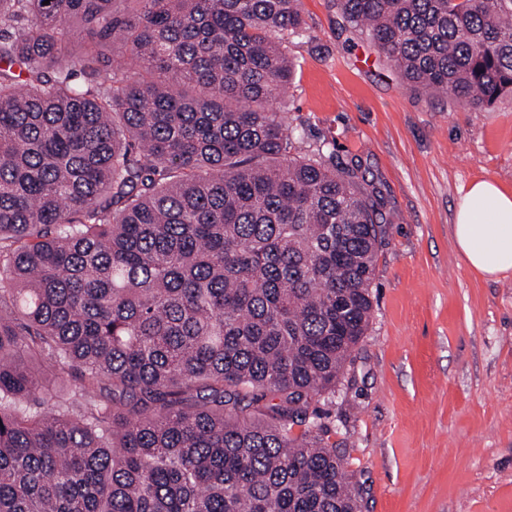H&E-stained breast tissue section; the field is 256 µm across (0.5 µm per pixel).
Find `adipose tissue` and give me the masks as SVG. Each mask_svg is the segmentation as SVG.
Returning a JSON list of instances; mask_svg holds the SVG:
<instances>
[{
    "mask_svg": "<svg viewBox=\"0 0 512 512\" xmlns=\"http://www.w3.org/2000/svg\"><path fill=\"white\" fill-rule=\"evenodd\" d=\"M456 248L487 279L512 273V191L494 182L471 183L455 211Z\"/></svg>",
    "mask_w": 512,
    "mask_h": 512,
    "instance_id": "adipose-tissue-1",
    "label": "adipose tissue"
}]
</instances>
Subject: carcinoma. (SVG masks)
I'll return each mask as SVG.
<instances>
[{
    "mask_svg": "<svg viewBox=\"0 0 512 512\" xmlns=\"http://www.w3.org/2000/svg\"><path fill=\"white\" fill-rule=\"evenodd\" d=\"M332 2L415 86L512 98V0ZM302 24L0 0V512H360L317 403L391 220L359 162L291 154Z\"/></svg>",
    "mask_w": 512,
    "mask_h": 512,
    "instance_id": "1",
    "label": "carcinoma"
}]
</instances>
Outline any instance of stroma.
<instances>
[{
	"instance_id": "obj_1",
	"label": "stroma",
	"mask_w": 512,
	"mask_h": 512,
	"mask_svg": "<svg viewBox=\"0 0 512 512\" xmlns=\"http://www.w3.org/2000/svg\"><path fill=\"white\" fill-rule=\"evenodd\" d=\"M300 8L284 98L295 149L360 162L394 215L366 334L318 404L323 430L362 512H512V275L471 271L452 235L471 182L512 189V100L475 109L432 97L329 0Z\"/></svg>"
}]
</instances>
